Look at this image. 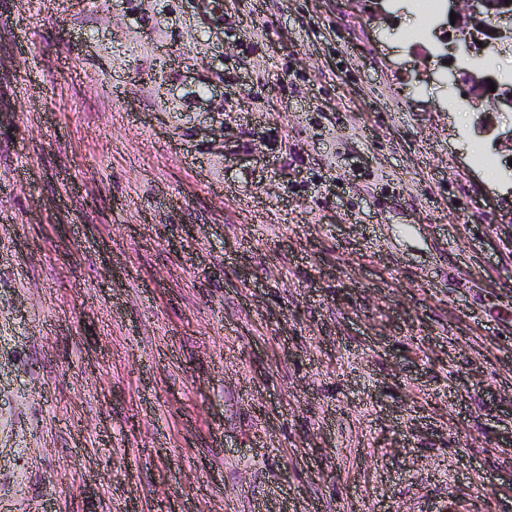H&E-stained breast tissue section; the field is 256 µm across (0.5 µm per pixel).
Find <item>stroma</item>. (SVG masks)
<instances>
[{
    "instance_id": "stroma-1",
    "label": "stroma",
    "mask_w": 512,
    "mask_h": 512,
    "mask_svg": "<svg viewBox=\"0 0 512 512\" xmlns=\"http://www.w3.org/2000/svg\"><path fill=\"white\" fill-rule=\"evenodd\" d=\"M381 5L0 0L11 512H512V110Z\"/></svg>"
}]
</instances>
